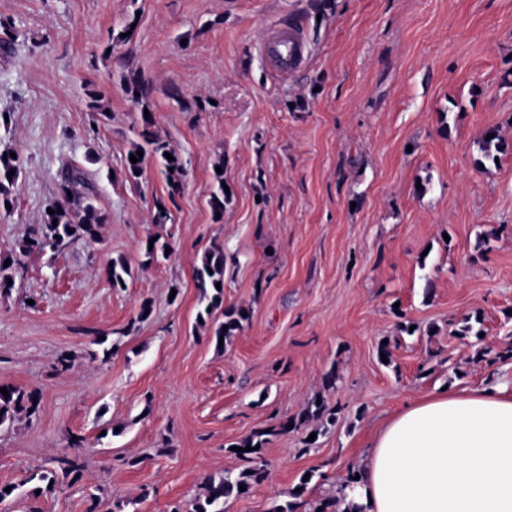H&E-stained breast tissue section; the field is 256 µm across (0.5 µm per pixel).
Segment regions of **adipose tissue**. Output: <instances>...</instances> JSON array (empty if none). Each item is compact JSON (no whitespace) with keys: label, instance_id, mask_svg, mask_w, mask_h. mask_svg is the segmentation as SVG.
Masks as SVG:
<instances>
[{"label":"adipose tissue","instance_id":"adipose-tissue-1","mask_svg":"<svg viewBox=\"0 0 512 512\" xmlns=\"http://www.w3.org/2000/svg\"><path fill=\"white\" fill-rule=\"evenodd\" d=\"M343 490L364 512H512V392L446 389L390 417Z\"/></svg>","mask_w":512,"mask_h":512}]
</instances>
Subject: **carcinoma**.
I'll return each mask as SVG.
<instances>
[{"label":"carcinoma","mask_w":512,"mask_h":512,"mask_svg":"<svg viewBox=\"0 0 512 512\" xmlns=\"http://www.w3.org/2000/svg\"><path fill=\"white\" fill-rule=\"evenodd\" d=\"M129 92L136 102L147 103L151 93L152 86L141 80L131 81ZM141 142L133 145L129 153L135 155L138 151L151 148L152 156L159 159L162 166L168 169L167 175L171 180V193L179 190V179L184 172V167L179 157H174L170 161L165 154L171 152L168 144L163 141L153 128L150 120L143 122L141 130L138 132ZM483 151L485 158L496 161L499 154L504 151L503 144L495 129H488L482 136ZM17 170L13 165L12 159L0 156V193L8 194L9 186L14 184V180L7 177V172ZM216 187L211 194L209 203L215 213L224 212V183L223 175L215 174ZM70 202L69 196L50 205L54 210L52 214H46L44 224L34 229L32 235L22 246L21 254L37 250L42 252L46 249L57 251L66 244V240L77 236H85L91 239L97 237L99 224L103 223V217L98 213L95 207L87 203L79 205V209L72 210L67 206ZM195 282L197 288V300L200 310L198 317L210 320V335L214 343L219 341H228L234 333L242 327V321L246 317L242 316V308H225L224 289L216 288V284L224 283V248L214 246L203 254L200 264L195 269ZM8 395L0 394V426L13 418V414L23 412L28 416L36 414L39 410L40 397L37 391H26L14 386H6ZM321 419L327 424L333 423L336 419V408L329 406L327 400L323 397L315 399L307 407L305 412L299 416L291 417L279 424V431L288 432L290 427H300L311 419ZM264 440L261 435L256 434L245 438L236 443V446L243 448L239 456L247 459L260 458L261 450L255 449V446H261ZM250 446L252 450L247 451L245 447ZM266 471L261 465H255L250 468V472L244 471L237 475L228 472L224 478L216 481L207 480L205 492L201 496L195 497L189 504L185 512H224V501L232 496L242 495L240 487L250 490L252 485L264 481ZM309 481H300L298 490L294 491V501L285 504H276L271 512H297L299 503L297 500L306 493Z\"/></svg>","instance_id":"1"}]
</instances>
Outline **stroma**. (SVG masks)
Returning a JSON list of instances; mask_svg holds the SVG:
<instances>
[{"label":"stroma","instance_id":"stroma-1","mask_svg":"<svg viewBox=\"0 0 512 512\" xmlns=\"http://www.w3.org/2000/svg\"><path fill=\"white\" fill-rule=\"evenodd\" d=\"M270 23L312 50L285 81L256 48ZM135 79L183 162L178 192L152 156L125 175ZM490 128L512 147V0H0V155L18 166L0 258L71 171L104 218L0 290V385L40 394L0 426V486L41 479L0 512H178L242 471L230 446L263 430L268 477L224 512H270L306 475L298 512H313L410 398L512 390V151L485 158ZM150 236L170 245L152 263ZM216 245L224 304L248 311L221 349L194 278ZM322 395L338 413L317 444L275 433ZM76 436L80 476L44 482Z\"/></svg>","mask_w":512,"mask_h":512}]
</instances>
